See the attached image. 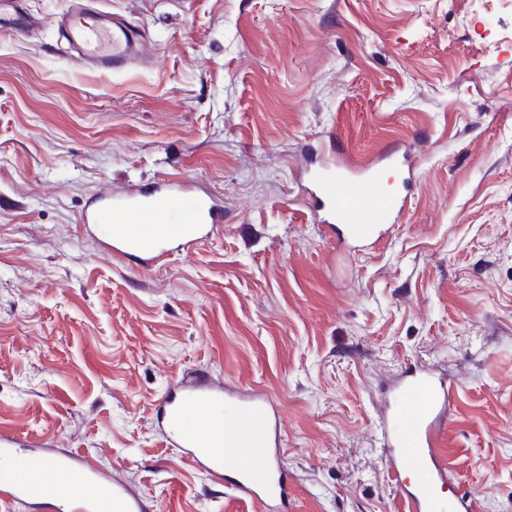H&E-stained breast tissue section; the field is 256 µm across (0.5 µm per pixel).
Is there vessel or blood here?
Listing matches in <instances>:
<instances>
[{
	"mask_svg": "<svg viewBox=\"0 0 512 512\" xmlns=\"http://www.w3.org/2000/svg\"><path fill=\"white\" fill-rule=\"evenodd\" d=\"M16 0H0V28L22 34L30 26ZM71 62L104 75L133 67L142 51V36L131 26H111L73 0L64 22ZM382 173L368 171L359 181L318 178L309 191L310 204L327 227L344 225L351 240L376 244L404 209L402 193H380ZM98 226L108 257L131 255L142 269L161 265L172 244L189 250L211 238L224 221L223 201L209 191L170 178L152 188H128L93 200L80 217ZM457 391L447 376L420 365L396 378L392 397L380 416L386 442L385 464L394 481L413 474L399 495L401 512H479L471 493L445 500L448 481L443 453L448 415ZM159 428L171 447L182 449L198 470L215 483H227L261 512H288V475L280 463L282 436L278 407L264 393L236 385H217L206 375L174 379L155 406ZM249 421L248 447L238 449L242 466L225 464L221 432L233 431L235 417ZM74 475L76 489L62 481ZM41 512H154L152 500L134 492L119 477L93 467L79 452L56 447L53 440L27 442L20 434L0 431V512L20 504Z\"/></svg>",
	"mask_w": 512,
	"mask_h": 512,
	"instance_id": "b4317fda",
	"label": "vessel or blood"
}]
</instances>
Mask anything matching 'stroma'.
Here are the masks:
<instances>
[{
    "mask_svg": "<svg viewBox=\"0 0 512 512\" xmlns=\"http://www.w3.org/2000/svg\"><path fill=\"white\" fill-rule=\"evenodd\" d=\"M0 35V429L53 438L157 512H259L166 446L178 376L264 391L292 512H395L376 429L407 363L455 377L446 498L512 512V0H92L147 61H68L69 0ZM415 184L379 245L326 236L314 175ZM178 176L224 224L142 271L79 218Z\"/></svg>",
    "mask_w": 512,
    "mask_h": 512,
    "instance_id": "1",
    "label": "stroma"
}]
</instances>
